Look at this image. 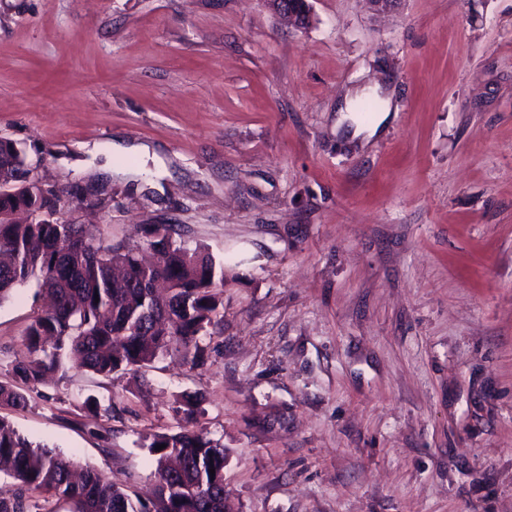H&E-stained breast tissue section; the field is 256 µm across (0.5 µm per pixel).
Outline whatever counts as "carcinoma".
<instances>
[{
  "instance_id": "cac0c4a2",
  "label": "carcinoma",
  "mask_w": 512,
  "mask_h": 512,
  "mask_svg": "<svg viewBox=\"0 0 512 512\" xmlns=\"http://www.w3.org/2000/svg\"><path fill=\"white\" fill-rule=\"evenodd\" d=\"M25 157L20 144L0 139L1 172L20 170ZM56 201L53 192L25 190L0 198V304L32 278L53 299L28 326L25 353L12 366L15 383L0 384V403L25 406V387L42 383L65 355L105 378L147 368L172 351L200 363L198 336L224 321V266L178 244L172 224L142 225L141 244H95L82 225L53 218ZM16 211L44 218L20 222ZM197 408L187 396L172 411L186 419ZM149 448L154 498L136 503L98 469H78L73 458L29 441L1 418L0 474L16 485L0 491V512H32L35 494L66 504L67 512H224L223 445L182 429L154 436Z\"/></svg>"
}]
</instances>
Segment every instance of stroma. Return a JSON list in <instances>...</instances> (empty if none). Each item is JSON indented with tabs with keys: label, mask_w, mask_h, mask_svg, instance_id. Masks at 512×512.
<instances>
[{
	"label": "stroma",
	"mask_w": 512,
	"mask_h": 512,
	"mask_svg": "<svg viewBox=\"0 0 512 512\" xmlns=\"http://www.w3.org/2000/svg\"><path fill=\"white\" fill-rule=\"evenodd\" d=\"M311 3L300 28L266 0H0V138L110 201L58 217L106 245L172 224L224 266L203 363L68 362L0 417L144 501L153 436L187 427L232 512H512V0ZM363 85L392 96L367 140L336 125ZM43 307L33 281L0 304V382Z\"/></svg>",
	"instance_id": "obj_1"
}]
</instances>
